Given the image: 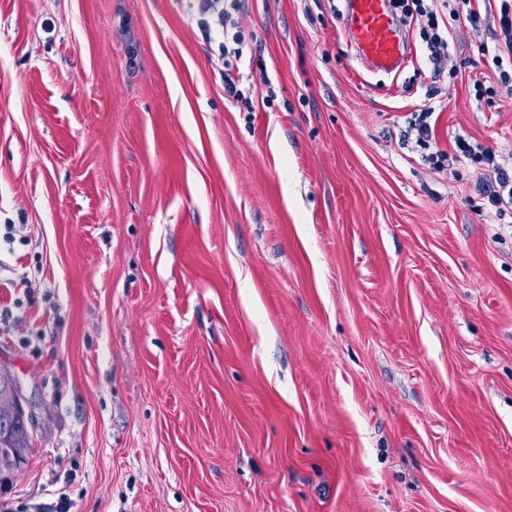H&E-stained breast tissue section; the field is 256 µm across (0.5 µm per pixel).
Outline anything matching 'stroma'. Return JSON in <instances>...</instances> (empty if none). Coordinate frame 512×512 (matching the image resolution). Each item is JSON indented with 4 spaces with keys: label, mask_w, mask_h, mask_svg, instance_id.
<instances>
[{
    "label": "stroma",
    "mask_w": 512,
    "mask_h": 512,
    "mask_svg": "<svg viewBox=\"0 0 512 512\" xmlns=\"http://www.w3.org/2000/svg\"><path fill=\"white\" fill-rule=\"evenodd\" d=\"M434 7L456 74L411 23L393 77L345 0H249L237 101L187 0H0V367L33 417L0 512H512V213L402 140L432 105L440 149L512 157V98L476 95L496 4Z\"/></svg>",
    "instance_id": "obj_1"
}]
</instances>
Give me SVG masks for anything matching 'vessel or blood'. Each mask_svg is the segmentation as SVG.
Masks as SVG:
<instances>
[{"instance_id":"b4317fda","label":"vessel or blood","mask_w":512,"mask_h":512,"mask_svg":"<svg viewBox=\"0 0 512 512\" xmlns=\"http://www.w3.org/2000/svg\"><path fill=\"white\" fill-rule=\"evenodd\" d=\"M345 26L362 64L389 74L402 73L407 52L402 24L390 0H348Z\"/></svg>"}]
</instances>
